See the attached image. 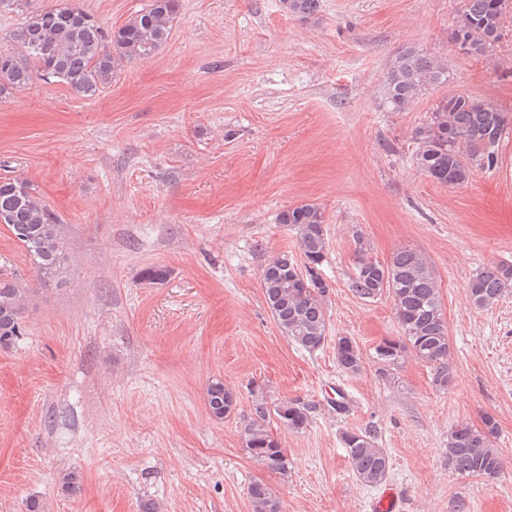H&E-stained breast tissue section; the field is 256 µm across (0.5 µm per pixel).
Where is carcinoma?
<instances>
[{
  "instance_id": "obj_1",
  "label": "carcinoma",
  "mask_w": 512,
  "mask_h": 512,
  "mask_svg": "<svg viewBox=\"0 0 512 512\" xmlns=\"http://www.w3.org/2000/svg\"><path fill=\"white\" fill-rule=\"evenodd\" d=\"M80 0L32 11L18 29L16 39L25 56L0 51V95L27 89L34 77L54 79L86 98L98 97L112 85L124 62L155 56L167 42L177 18L180 0H149L119 27L107 29L79 5ZM287 12L301 21L318 14L321 0H282ZM512 14V0H463L455 44L467 53L491 48L504 36V22ZM448 79L447 67L432 57L406 50L396 57L384 81L385 103L401 112L423 91ZM512 128V113L493 103L455 93L444 95L414 131L412 161L433 181L458 186L469 180L472 169L497 167L503 136ZM280 223L296 230L303 260L286 257L270 261L262 275L263 294L280 331L298 347L314 352L323 347L328 332L326 294L328 285L320 267L327 256L326 219L315 203L291 207L280 214ZM0 224L29 255L37 277L55 278L66 262L60 224L38 196L36 188L22 178L0 179ZM357 260L353 290L361 298L384 293L392 297L402 336L386 339L375 347L374 361L386 377L409 352L428 364L432 381L449 389L455 368L449 359L448 325L442 298L427 259L417 250L402 247L388 260L370 257L362 233H354ZM468 294L477 309L492 307L512 296V262L482 269L472 277ZM34 297L13 276L0 273V349L13 347L24 335L22 315ZM336 362L345 372L358 373L363 358L355 341L338 336ZM206 405L211 417L224 421L236 413L237 394L220 378L207 384ZM312 406L299 400L271 407L253 405L242 430V448L256 464L282 481L291 474L288 454L274 438L271 424L299 432L309 425ZM497 422L488 413L481 425L461 423L448 432V467L454 472L487 480L502 473V462L493 439ZM341 441L355 476L369 486L387 480L390 457L370 430L345 432ZM61 490L75 495L81 490L80 475L69 471L61 477ZM252 512H282L279 496L263 480L248 487Z\"/></svg>"
}]
</instances>
